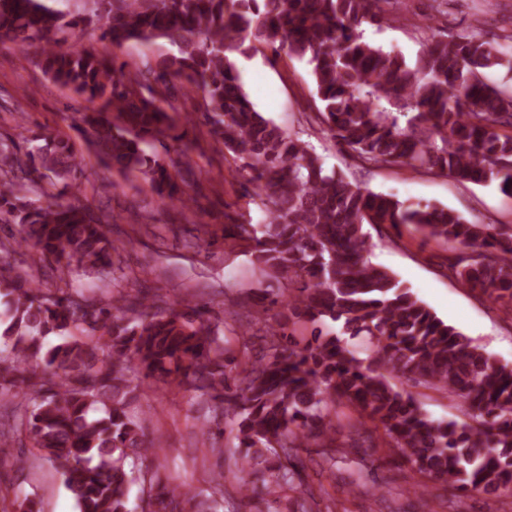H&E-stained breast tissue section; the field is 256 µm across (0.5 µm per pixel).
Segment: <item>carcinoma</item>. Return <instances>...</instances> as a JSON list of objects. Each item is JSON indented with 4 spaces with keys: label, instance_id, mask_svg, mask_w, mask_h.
<instances>
[{
    "label": "carcinoma",
    "instance_id": "obj_1",
    "mask_svg": "<svg viewBox=\"0 0 512 512\" xmlns=\"http://www.w3.org/2000/svg\"><path fill=\"white\" fill-rule=\"evenodd\" d=\"M399 0H95L83 18L50 0H0V43L23 50L44 43L40 66L85 102L74 124L112 172L136 173L162 201L194 198L177 177L193 171L191 142L179 132L173 90L203 94L212 133L245 172L242 197L264 213L260 224L224 225V243H245L262 281L248 305L269 316L252 357L225 346L207 304L185 295L161 306L119 293L94 309L73 288L45 293L0 266L7 286L0 342V453L10 431L26 436L63 477L78 512H132L135 485L149 512H224V483L246 492L251 468L272 455L279 465L263 480L278 496L291 482L300 449L361 448L379 434L423 495L485 496L491 512L512 496V367L501 364L438 318L396 277L371 261L366 225L409 229L449 246L448 270L489 296L512 297V230L476 224L433 203L401 201L351 182L326 165L300 133L257 111L243 89L235 56L272 51L307 59L324 134L351 151L364 169L407 166L460 182H496L512 194V33L484 39L464 30L451 40L421 29L413 62L364 39L365 24L400 20L384 5ZM120 49L130 41L166 40L176 52L132 71L56 35L80 25ZM507 69L506 81L488 73ZM20 152L0 142V224L25 226L23 243L58 264L99 271L118 246L108 217L70 200L48 199L43 180L77 179L83 159L68 137L35 135ZM178 146L166 162L147 149ZM338 327L334 331L326 322ZM313 325V342L291 347L296 326ZM363 336L367 357L349 340ZM455 398L464 421H435L414 395L391 385ZM161 381L222 404L234 424L242 462L211 473L212 492L185 494L139 462L160 441L143 440L128 415L141 385ZM357 414L338 437V408Z\"/></svg>",
    "mask_w": 512,
    "mask_h": 512
}]
</instances>
